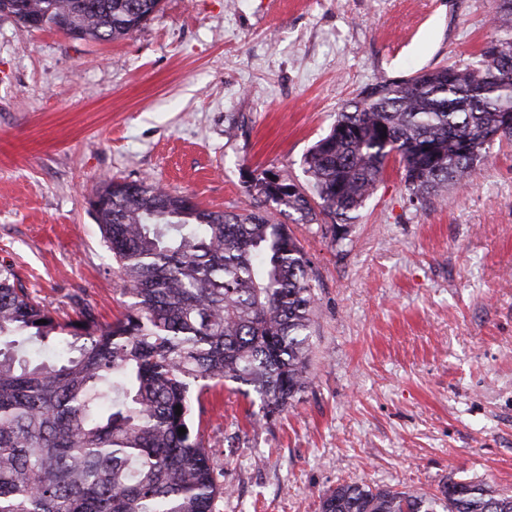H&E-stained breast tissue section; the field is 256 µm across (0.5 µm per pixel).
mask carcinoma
Returning a JSON list of instances; mask_svg holds the SVG:
<instances>
[{
  "mask_svg": "<svg viewBox=\"0 0 512 512\" xmlns=\"http://www.w3.org/2000/svg\"><path fill=\"white\" fill-rule=\"evenodd\" d=\"M161 0H0V13L74 39L112 42ZM475 60L365 88L305 156L309 189L265 170L245 213L202 209L141 181L96 192L102 237L132 301L111 323L83 304L60 321L0 266V512H214L222 472L193 430L194 404L236 384L270 420L311 384L313 262L273 203L334 243L395 152L409 202L466 184L487 128L512 112V0ZM459 140L471 150H456ZM436 141L437 160L415 161ZM181 413H176V407ZM186 433L178 432L179 428ZM321 512H512V495L448 479L434 492L343 482Z\"/></svg>",
  "mask_w": 512,
  "mask_h": 512,
  "instance_id": "obj_1",
  "label": "carcinoma"
}]
</instances>
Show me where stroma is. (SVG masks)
Instances as JSON below:
<instances>
[{
    "label": "stroma",
    "instance_id": "obj_1",
    "mask_svg": "<svg viewBox=\"0 0 512 512\" xmlns=\"http://www.w3.org/2000/svg\"><path fill=\"white\" fill-rule=\"evenodd\" d=\"M493 0H162L125 39L75 40L0 14V264L59 317L123 311L89 201L149 179L245 212L264 170L304 158L368 86L474 60ZM316 271L312 384L249 425L220 385L193 425L226 491L216 512H320L356 481L512 494V144L465 189L410 204L398 156L332 243L291 224Z\"/></svg>",
    "mask_w": 512,
    "mask_h": 512
}]
</instances>
